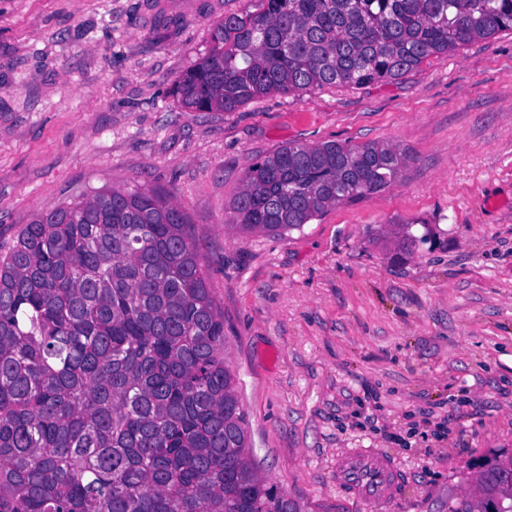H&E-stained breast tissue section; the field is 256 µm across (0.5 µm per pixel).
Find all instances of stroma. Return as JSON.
I'll return each instance as SVG.
<instances>
[{"mask_svg":"<svg viewBox=\"0 0 512 512\" xmlns=\"http://www.w3.org/2000/svg\"><path fill=\"white\" fill-rule=\"evenodd\" d=\"M257 0H0V252L38 212L106 188L186 212L224 316L262 474L298 512L478 504L512 455V33L399 80L183 107L176 80ZM380 142L386 190L282 237L231 229L251 161L286 143ZM428 235L400 249L403 225ZM348 448L391 452L403 495L337 486Z\"/></svg>","mask_w":512,"mask_h":512,"instance_id":"1","label":"stroma"}]
</instances>
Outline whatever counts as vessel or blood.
Listing matches in <instances>:
<instances>
[{
	"label": "vessel or blood",
	"mask_w": 512,
	"mask_h": 512,
	"mask_svg": "<svg viewBox=\"0 0 512 512\" xmlns=\"http://www.w3.org/2000/svg\"><path fill=\"white\" fill-rule=\"evenodd\" d=\"M337 485L368 504L389 499L399 482L398 470L386 453L375 448H351L337 457L333 468Z\"/></svg>",
	"instance_id": "1"
}]
</instances>
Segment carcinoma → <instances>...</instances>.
<instances>
[{
    "mask_svg": "<svg viewBox=\"0 0 512 512\" xmlns=\"http://www.w3.org/2000/svg\"><path fill=\"white\" fill-rule=\"evenodd\" d=\"M257 2L176 81L184 107L397 80L512 31V0ZM406 161L378 142L290 143L248 165L232 227L284 236ZM480 479L479 510L448 512H512V456ZM269 487L181 206L112 188L25 225L0 254V512H297Z\"/></svg>",
    "mask_w": 512,
    "mask_h": 512,
    "instance_id": "cac0c4a2",
    "label": "carcinoma"
}]
</instances>
